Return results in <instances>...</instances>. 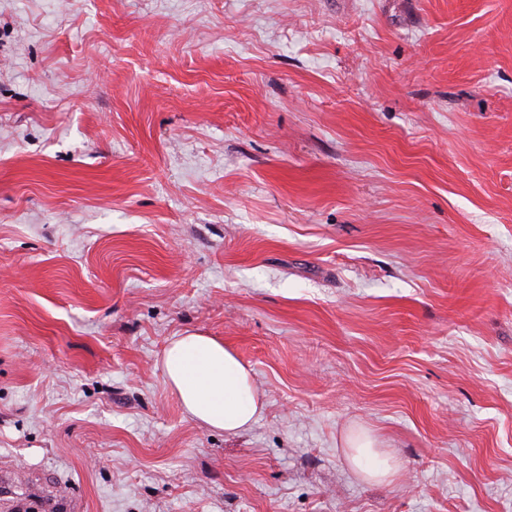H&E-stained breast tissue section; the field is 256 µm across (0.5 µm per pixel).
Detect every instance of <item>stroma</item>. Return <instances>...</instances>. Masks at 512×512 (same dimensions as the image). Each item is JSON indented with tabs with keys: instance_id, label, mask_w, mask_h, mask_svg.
Segmentation results:
<instances>
[{
	"instance_id": "obj_1",
	"label": "stroma",
	"mask_w": 512,
	"mask_h": 512,
	"mask_svg": "<svg viewBox=\"0 0 512 512\" xmlns=\"http://www.w3.org/2000/svg\"><path fill=\"white\" fill-rule=\"evenodd\" d=\"M0 512H512V0H0ZM162 368L186 415L207 427L238 435L262 413L252 372L212 336L188 332L175 337L164 352ZM348 459L353 467L367 474V479L382 483L390 479L396 472L394 463L388 457H381L370 435L364 434L349 441ZM370 459L375 463L372 466Z\"/></svg>"
}]
</instances>
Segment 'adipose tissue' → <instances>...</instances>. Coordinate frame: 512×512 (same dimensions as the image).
I'll return each mask as SVG.
<instances>
[{
    "label": "adipose tissue",
    "instance_id": "adipose-tissue-1",
    "mask_svg": "<svg viewBox=\"0 0 512 512\" xmlns=\"http://www.w3.org/2000/svg\"><path fill=\"white\" fill-rule=\"evenodd\" d=\"M162 368L186 415L207 427L236 435L249 429L263 410L250 369L214 337L196 332L175 337L164 352ZM348 459L376 483L396 472L367 434L351 439Z\"/></svg>",
    "mask_w": 512,
    "mask_h": 512
}]
</instances>
